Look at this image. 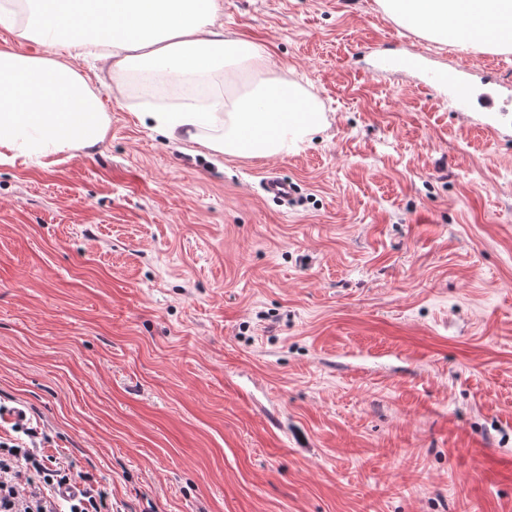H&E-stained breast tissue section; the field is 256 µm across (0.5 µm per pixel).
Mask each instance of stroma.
<instances>
[{
  "instance_id": "35a3bbf8",
  "label": "stroma",
  "mask_w": 512,
  "mask_h": 512,
  "mask_svg": "<svg viewBox=\"0 0 512 512\" xmlns=\"http://www.w3.org/2000/svg\"><path fill=\"white\" fill-rule=\"evenodd\" d=\"M217 23L321 131L216 154L78 61L104 140L0 159V407L112 512H512V109L375 71L378 43H426L378 0H221ZM430 46L512 99V49ZM263 189L268 196L283 202L288 201L295 192L292 183L277 175L267 176L263 182Z\"/></svg>"
}]
</instances>
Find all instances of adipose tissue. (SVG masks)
<instances>
[{
	"label": "adipose tissue",
	"instance_id": "obj_1",
	"mask_svg": "<svg viewBox=\"0 0 512 512\" xmlns=\"http://www.w3.org/2000/svg\"><path fill=\"white\" fill-rule=\"evenodd\" d=\"M399 24L440 43L512 44V0H381ZM220 0H0V26L29 54L0 50V149L46 159L101 142L109 124L99 93L73 66L93 56L124 94L133 73L224 77L208 111L187 105L143 112L166 136L226 155L276 156L320 130L316 102L286 80L268 77L262 46L228 38L216 20Z\"/></svg>",
	"mask_w": 512,
	"mask_h": 512
}]
</instances>
